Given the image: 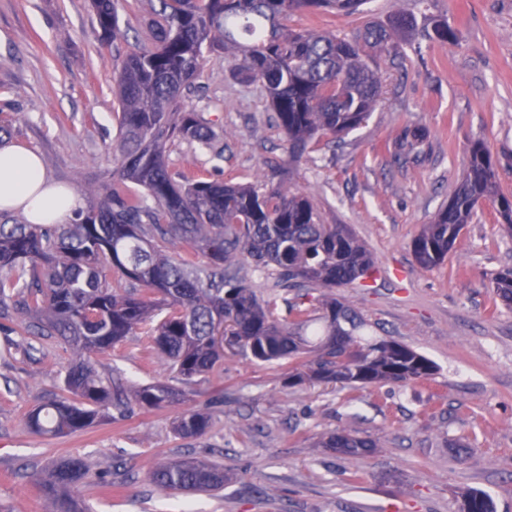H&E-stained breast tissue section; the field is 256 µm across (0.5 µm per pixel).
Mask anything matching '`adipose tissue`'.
Listing matches in <instances>:
<instances>
[{
	"label": "adipose tissue",
	"mask_w": 512,
	"mask_h": 512,
	"mask_svg": "<svg viewBox=\"0 0 512 512\" xmlns=\"http://www.w3.org/2000/svg\"><path fill=\"white\" fill-rule=\"evenodd\" d=\"M84 207L75 189L46 178L37 153L16 143L0 145V211L21 214L30 224H63Z\"/></svg>",
	"instance_id": "obj_1"
}]
</instances>
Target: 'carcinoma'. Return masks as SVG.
Instances as JSON below:
<instances>
[{"label": "carcinoma", "mask_w": 512, "mask_h": 512, "mask_svg": "<svg viewBox=\"0 0 512 512\" xmlns=\"http://www.w3.org/2000/svg\"><path fill=\"white\" fill-rule=\"evenodd\" d=\"M153 45L127 54L116 76L118 137L112 177L98 187V204L70 224H11L0 220V319L26 313L17 324L30 336L55 337L77 353L63 376L64 394L32 409L26 423L37 434L58 436L88 430L105 420L109 407L132 404L162 408L184 396L166 383L119 393V382L99 373L92 357L139 329L152 337L174 379L184 385L209 374L230 349L260 362L297 364L292 383H336L352 391L382 382L425 380L436 364L409 347L363 333L365 321L334 297L318 306L260 298L240 276L237 258L273 267L275 288H338L367 275L375 262L344 224H321L308 196L280 187L263 192L249 184H227L200 175L173 173L165 148L175 140L224 159V141L184 107L207 56L222 52L233 71L257 82L271 100L291 160L314 139L336 141L373 111L381 89L366 49L399 57V42L413 19L396 16L389 27L369 25L358 38L314 29L294 30L284 20L294 10L354 14L367 0H157ZM105 36L121 35L115 0H91ZM429 39H457L437 21ZM426 133L405 127L395 137V160L415 164ZM488 202L512 230V195L495 180L487 146L471 145L467 171L448 206L413 240L417 264L439 267L476 205ZM178 240L184 254L165 253ZM208 258L205 267L193 257ZM112 270L107 278L106 270ZM501 304L512 307V270L493 280ZM209 416L186 411L174 422L183 439L204 435ZM322 447L359 454L372 441L341 431ZM89 473L78 457L59 459L41 482L51 512H89L75 489ZM149 480L164 491L197 493L224 487L221 465L194 457L156 466ZM460 512H495L484 492L461 493Z\"/></svg>", "instance_id": "cac0c4a2"}]
</instances>
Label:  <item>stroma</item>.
<instances>
[{"mask_svg": "<svg viewBox=\"0 0 512 512\" xmlns=\"http://www.w3.org/2000/svg\"><path fill=\"white\" fill-rule=\"evenodd\" d=\"M118 12L125 36L113 41L89 0H0V126L90 207L112 170L105 147L117 135L114 78L126 53L153 42L150 0H119ZM398 14L415 18V31L400 57L375 55L382 95L343 139L291 161L266 93L214 54L185 104L223 137L224 159L185 141L169 143L165 157L178 172L308 195L321 223L347 225L375 268L332 296L379 335L430 358L436 373L353 393L334 383L292 386L287 364L229 355L178 404L113 408L90 431L38 436L25 416L61 394L75 355L54 338L0 333V343H13L0 358V512H50L39 482L66 456L90 466L78 495L93 512H459L467 489L512 512V309L493 292L495 275L512 269V236L484 202L440 268L421 269L412 252L461 182L473 141L487 145L496 181L512 195V0H368L353 15L298 10L286 24L351 39ZM439 20L456 42L426 38ZM407 126L426 130L431 149L402 166L390 142ZM95 367L129 384L172 379L142 333ZM189 409L211 417L197 439L172 430ZM342 429L374 448H320ZM184 457L223 464V490L175 496L147 480L149 468Z\"/></svg>", "mask_w": 512, "mask_h": 512, "instance_id": "stroma-1", "label": "stroma"}]
</instances>
